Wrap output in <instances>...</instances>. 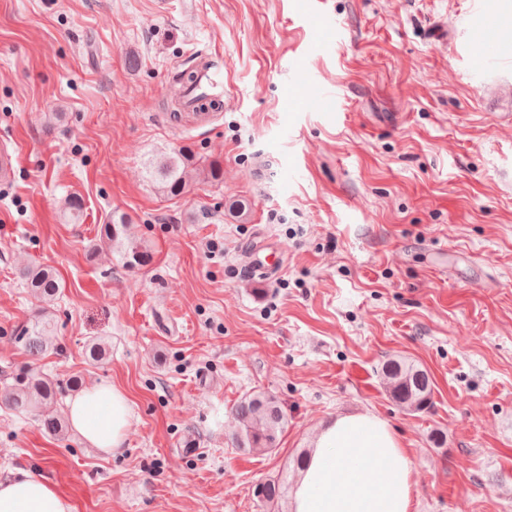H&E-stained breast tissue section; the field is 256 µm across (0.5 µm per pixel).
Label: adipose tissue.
I'll use <instances>...</instances> for the list:
<instances>
[{
	"mask_svg": "<svg viewBox=\"0 0 512 512\" xmlns=\"http://www.w3.org/2000/svg\"><path fill=\"white\" fill-rule=\"evenodd\" d=\"M107 404L106 419L95 410ZM127 396L94 384L72 400L70 420L105 454L126 443ZM415 482L409 454L389 423L372 414L336 418L320 433L299 480L293 512H413ZM0 512H71L68 501L41 473L19 468L0 479Z\"/></svg>",
	"mask_w": 512,
	"mask_h": 512,
	"instance_id": "adipose-tissue-1",
	"label": "adipose tissue"
}]
</instances>
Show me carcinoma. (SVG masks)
<instances>
[{
	"label": "carcinoma",
	"mask_w": 512,
	"mask_h": 512,
	"mask_svg": "<svg viewBox=\"0 0 512 512\" xmlns=\"http://www.w3.org/2000/svg\"><path fill=\"white\" fill-rule=\"evenodd\" d=\"M145 172L156 185L158 193L170 198L187 193L194 174L201 173L212 182H220L224 178L220 162L214 160L203 166L185 149H174L152 157L145 163ZM126 224L125 216L112 215L107 223L100 226L99 241L116 248L123 265L129 268L143 266L149 261V254L124 237ZM22 278L26 287L45 300H54L60 292V282L50 268L29 267L22 272ZM51 324V311L44 308L21 327L19 340L32 362L12 374V384L0 393V402L19 411H41V426L53 435H61L64 432L61 419L47 412V408L56 401V383L43 376L35 362L46 350L45 336L51 331ZM382 374L389 397L400 409L418 413L429 408L433 382L427 370L405 357L393 356L383 363ZM236 416L241 424L236 437L239 449L265 454L278 448L287 417L274 395L256 390L247 394L239 402ZM283 494L284 486L277 480L259 484L258 499L264 506L278 504Z\"/></svg>",
	"instance_id": "obj_1"
}]
</instances>
